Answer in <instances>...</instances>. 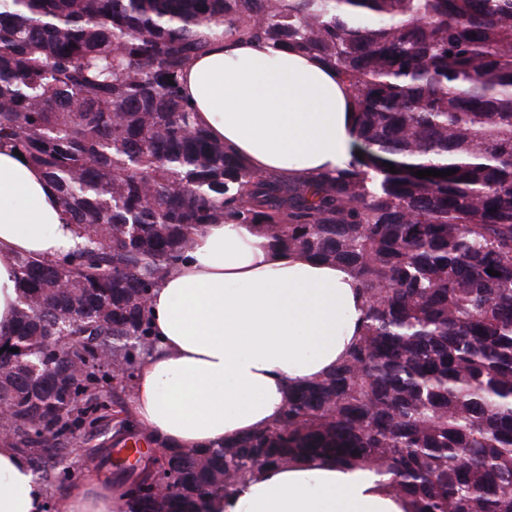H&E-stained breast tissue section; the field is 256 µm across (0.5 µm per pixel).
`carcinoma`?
Masks as SVG:
<instances>
[{"label":"carcinoma","mask_w":512,"mask_h":512,"mask_svg":"<svg viewBox=\"0 0 512 512\" xmlns=\"http://www.w3.org/2000/svg\"><path fill=\"white\" fill-rule=\"evenodd\" d=\"M217 33L332 66L356 93L362 156L286 181L212 141L181 80ZM4 143L85 239L20 259L0 353L3 437L37 472L108 406L109 361L130 369L152 346L144 300L195 231L232 221L349 267L361 334L289 388L275 423L122 471L127 512H211L254 473L308 460L375 470L404 512H512V0H0ZM162 460L175 488L159 499Z\"/></svg>","instance_id":"1"}]
</instances>
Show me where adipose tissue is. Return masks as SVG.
I'll return each instance as SVG.
<instances>
[{"label":"adipose tissue","instance_id":"obj_1","mask_svg":"<svg viewBox=\"0 0 512 512\" xmlns=\"http://www.w3.org/2000/svg\"><path fill=\"white\" fill-rule=\"evenodd\" d=\"M195 120L258 173L336 172L351 159L356 95L319 60L264 39L216 35L184 71ZM45 175L0 147V333L14 323L18 261L77 247ZM156 338L130 412L170 450L211 449L279 419L290 385L332 370L356 341L355 274L274 247L257 229L208 224L147 304ZM44 486L0 438V512H43ZM120 490L79 486L64 512H125ZM214 512H403L374 471L307 462L255 473Z\"/></svg>","mask_w":512,"mask_h":512}]
</instances>
